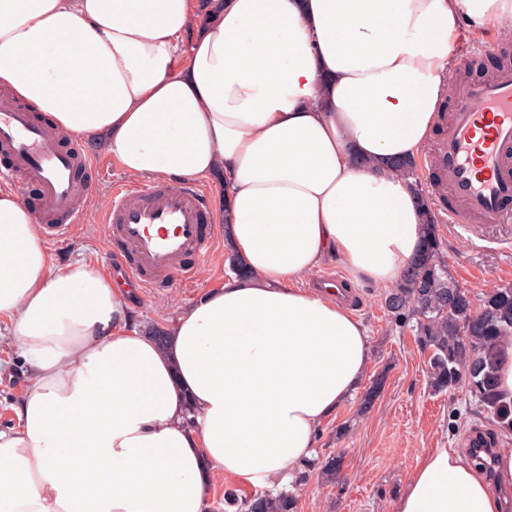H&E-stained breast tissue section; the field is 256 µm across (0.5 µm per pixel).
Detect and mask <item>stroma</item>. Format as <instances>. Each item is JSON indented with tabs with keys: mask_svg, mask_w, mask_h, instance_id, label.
Here are the masks:
<instances>
[{
	"mask_svg": "<svg viewBox=\"0 0 512 512\" xmlns=\"http://www.w3.org/2000/svg\"><path fill=\"white\" fill-rule=\"evenodd\" d=\"M86 149L102 174L94 187L95 202L85 206L83 223L74 227L68 241L47 252L53 266L81 259L103 266L112 248L102 211L113 180L124 179L119 164L100 145ZM440 235L450 270L458 284L479 297L490 289L512 284V223L486 226L481 237L441 225ZM324 272L339 277L350 292L348 307L368 332L370 364L360 384L368 389L381 380L372 407L359 412L358 397H350L322 425L315 459L341 455L338 482L324 480L316 467H293L281 488L298 495L297 512H393L418 458L431 448L465 453L464 438L489 417L467 390L455 394L433 393L428 384L426 354L410 330L397 328L385 307L386 289L352 282L337 262L324 264ZM230 274L225 245H217L198 271L193 287L174 285L148 288L130 302L141 332L167 329L200 295ZM32 385V375L20 356L13 336L0 326V430L15 428V408Z\"/></svg>",
	"mask_w": 512,
	"mask_h": 512,
	"instance_id": "obj_1",
	"label": "stroma"
}]
</instances>
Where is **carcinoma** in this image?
I'll return each mask as SVG.
<instances>
[{"instance_id": "carcinoma-1", "label": "carcinoma", "mask_w": 512, "mask_h": 512, "mask_svg": "<svg viewBox=\"0 0 512 512\" xmlns=\"http://www.w3.org/2000/svg\"><path fill=\"white\" fill-rule=\"evenodd\" d=\"M387 171L411 181L422 213L424 244L386 298L393 322L407 327L428 353L429 387L435 393L468 389L502 433H512V399L498 388L501 345L512 342V285L475 300L457 284L439 234L431 198L421 187L414 159L392 162ZM292 493L263 492L244 499L229 492L234 512H296Z\"/></svg>"}]
</instances>
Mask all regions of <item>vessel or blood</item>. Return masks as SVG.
<instances>
[{
	"label": "vessel or blood",
	"instance_id": "b4317fda",
	"mask_svg": "<svg viewBox=\"0 0 512 512\" xmlns=\"http://www.w3.org/2000/svg\"><path fill=\"white\" fill-rule=\"evenodd\" d=\"M456 100L448 133L430 160L443 173L455 207L450 224L478 229L512 222V68L496 69L474 82L454 84ZM0 156L9 162L0 179L24 177L36 186L37 214L45 237L58 242L84 211L99 174L82 142H64L52 126L10 96H0ZM112 236V262L136 287L191 286L212 253V224L204 190L187 183L173 190L161 183L114 182L102 216Z\"/></svg>",
	"mask_w": 512,
	"mask_h": 512
}]
</instances>
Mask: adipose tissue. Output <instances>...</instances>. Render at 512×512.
<instances>
[{
  "label": "adipose tissue",
  "mask_w": 512,
  "mask_h": 512,
  "mask_svg": "<svg viewBox=\"0 0 512 512\" xmlns=\"http://www.w3.org/2000/svg\"><path fill=\"white\" fill-rule=\"evenodd\" d=\"M511 28L512 0H0V84L130 178L224 170L215 220L251 270L161 348L130 329L128 289L53 267L36 214L0 189V323L33 377L0 431V512H203L215 473L264 487L310 459L370 347L303 281L328 260L400 281L421 218L382 164L422 153L458 40ZM502 510L445 448L393 505Z\"/></svg>",
  "instance_id": "1"
}]
</instances>
